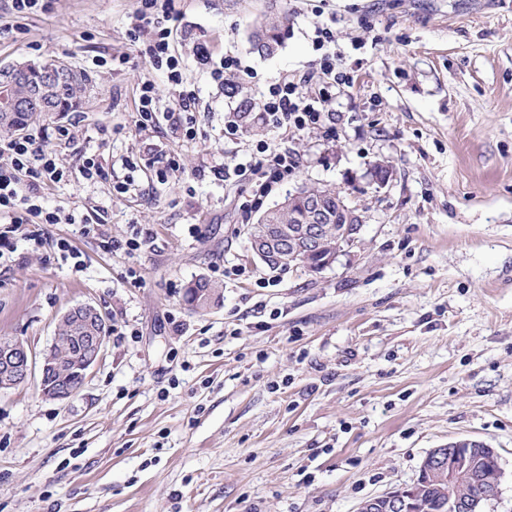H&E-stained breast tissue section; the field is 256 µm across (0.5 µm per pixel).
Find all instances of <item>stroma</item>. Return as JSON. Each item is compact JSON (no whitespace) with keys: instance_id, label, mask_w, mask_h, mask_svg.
<instances>
[{"instance_id":"35a3bbf8","label":"stroma","mask_w":512,"mask_h":512,"mask_svg":"<svg viewBox=\"0 0 512 512\" xmlns=\"http://www.w3.org/2000/svg\"><path fill=\"white\" fill-rule=\"evenodd\" d=\"M281 4L291 23L263 57L248 34L266 0H176L182 74L199 95L190 140L137 124L145 81L162 110L179 108L128 35L140 0H52L21 19L0 0V25L24 28L0 37V67L62 59L93 80L79 119L45 112L33 127L70 130L55 143L69 175L44 206L102 223L96 237L78 224L13 233L0 337L43 352L85 303L108 325L68 399L33 382L0 391V512H356L459 439L495 448L504 477L485 512H512V0ZM318 22L354 84L322 127L268 125L257 101L309 70ZM200 43L241 70L217 84L195 61ZM260 140L297 167L255 207L252 175L213 171ZM88 157L103 177H82ZM170 159L179 171L158 181ZM303 187L342 191L363 218L358 241L317 272L269 270L247 228ZM139 231L141 250L123 249ZM199 278L218 287L202 311L185 300Z\"/></svg>"}]
</instances>
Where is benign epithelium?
<instances>
[{
	"mask_svg": "<svg viewBox=\"0 0 512 512\" xmlns=\"http://www.w3.org/2000/svg\"><path fill=\"white\" fill-rule=\"evenodd\" d=\"M61 71L70 73L68 64L58 61L53 70L43 73L38 79L33 78L27 70L14 72L11 83L0 87V112L7 114L14 111L16 101L13 91L20 87L25 88L26 100L31 105H44L48 83ZM362 224L361 214L351 208L345 222L332 227L326 224L324 210L317 206L313 208L310 224H252L248 228V238L253 253L267 267H277L290 260L306 261L310 255L326 249L329 253L323 265L327 267L344 248L355 244ZM66 316L82 329L78 358L67 355L65 346L68 337L61 335L59 328L39 361L24 341L1 337L0 390L25 384L36 372L40 374L42 394L48 399L64 400L75 392V388L63 383L71 374L77 377L78 384H83L104 345L102 316L91 304L75 306L66 312ZM486 449L488 445L478 440L450 441L427 453L419 467V474L434 481L439 492L452 500L455 512H481L486 503L498 498L503 470H497L493 477L487 479L483 490L476 496L465 497L460 494L459 488L470 481L471 456ZM413 506L414 490L410 485L362 501L357 512H412Z\"/></svg>",
	"mask_w": 512,
	"mask_h": 512,
	"instance_id": "1",
	"label": "benign epithelium"
}]
</instances>
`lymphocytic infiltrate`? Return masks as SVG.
Masks as SVG:
<instances>
[{"mask_svg":"<svg viewBox=\"0 0 512 512\" xmlns=\"http://www.w3.org/2000/svg\"><path fill=\"white\" fill-rule=\"evenodd\" d=\"M166 18L165 27L155 24L156 16ZM174 0H142L129 29L133 40L147 38L144 56L149 65L166 70L171 82L181 85V114L173 120L175 129L186 138H195L197 118L195 112L198 97L195 90L183 87L180 59L175 52L171 36L172 22L178 21ZM335 36L330 27L315 28L313 45L319 56L311 69L299 79H281L269 86L262 95L259 108L263 119L273 126L289 125L299 130L321 127L325 111L335 96L336 89L353 82L349 72L339 63V55L332 51ZM314 88V95H303V88ZM7 158L8 166H0V248L9 244L8 235L21 224H71L73 213L61 209L46 210L41 199L44 190L60 183L67 171L59 162L56 152L49 146V138L43 133L0 137V158ZM297 165L288 152L271 149L265 141H258L251 162L238 164V172L250 173L258 178L256 195H268L274 184L291 174Z\"/></svg>","mask_w":512,"mask_h":512,"instance_id":"f902f5d3","label":"lymphocytic infiltrate"}]
</instances>
